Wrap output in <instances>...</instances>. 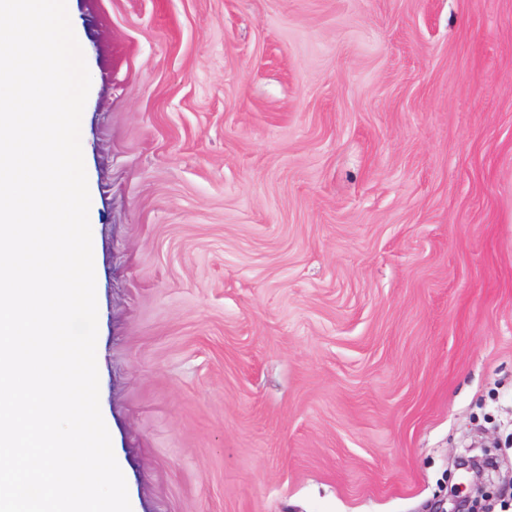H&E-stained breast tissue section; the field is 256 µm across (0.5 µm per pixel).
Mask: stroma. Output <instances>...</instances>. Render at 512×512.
Returning <instances> with one entry per match:
<instances>
[{
  "instance_id": "stroma-1",
  "label": "stroma",
  "mask_w": 512,
  "mask_h": 512,
  "mask_svg": "<svg viewBox=\"0 0 512 512\" xmlns=\"http://www.w3.org/2000/svg\"><path fill=\"white\" fill-rule=\"evenodd\" d=\"M132 512H512V0H67Z\"/></svg>"
}]
</instances>
